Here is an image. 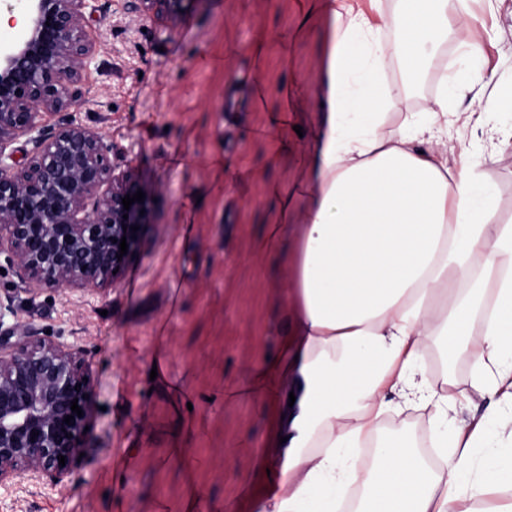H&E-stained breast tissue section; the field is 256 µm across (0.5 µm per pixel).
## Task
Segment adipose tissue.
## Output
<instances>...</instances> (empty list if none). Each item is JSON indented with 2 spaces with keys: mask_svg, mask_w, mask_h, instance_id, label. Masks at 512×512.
I'll use <instances>...</instances> for the list:
<instances>
[{
  "mask_svg": "<svg viewBox=\"0 0 512 512\" xmlns=\"http://www.w3.org/2000/svg\"><path fill=\"white\" fill-rule=\"evenodd\" d=\"M396 2L379 27L337 0L305 189L273 185L274 221L252 243L290 280L279 350L246 371L252 402L273 413L266 445L277 454L252 512H305L316 496L336 512L356 488V512H512V464L473 458L512 447V225L494 223L499 201L478 166L448 165L447 91L386 129L449 35L477 59L482 18L466 6L449 17L447 0ZM392 66L401 78L389 84ZM471 83L472 111L512 110V82L476 68ZM433 349L469 362L470 392L430 383ZM476 397L489 399L485 413L459 419ZM402 405L451 424L441 466L384 432ZM375 445L364 470L360 451Z\"/></svg>",
  "mask_w": 512,
  "mask_h": 512,
  "instance_id": "1",
  "label": "adipose tissue"
}]
</instances>
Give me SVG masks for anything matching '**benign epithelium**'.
Instances as JSON below:
<instances>
[{
  "label": "benign epithelium",
  "mask_w": 512,
  "mask_h": 512,
  "mask_svg": "<svg viewBox=\"0 0 512 512\" xmlns=\"http://www.w3.org/2000/svg\"><path fill=\"white\" fill-rule=\"evenodd\" d=\"M21 2L22 35L0 43V158L20 137L33 148L20 165L0 162V256L29 292L102 291L119 279L154 223V188L133 167L113 166L112 144L67 112L82 97L99 38L86 21L87 0ZM193 2L130 0V8L168 26ZM139 189L144 201L124 210L122 198ZM123 237L128 251L119 259ZM6 334L16 340H0V497L13 494L22 475L51 489L62 483L87 448L84 429L96 413L82 348L32 326ZM75 399L83 416L68 425Z\"/></svg>",
  "instance_id": "benign-epithelium-1"
}]
</instances>
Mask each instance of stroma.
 Wrapping results in <instances>:
<instances>
[{
	"mask_svg": "<svg viewBox=\"0 0 512 512\" xmlns=\"http://www.w3.org/2000/svg\"><path fill=\"white\" fill-rule=\"evenodd\" d=\"M468 6L484 20L475 36L485 74L512 81V0ZM86 16L101 36L71 111L111 143L114 162H130L156 187L155 222L100 293L31 294L13 270L0 273V294L15 297V323L85 350L98 407L71 475L52 490L21 478L7 512H182L192 487L248 512L250 496L266 489L268 418L234 392L247 363L277 353L288 286L251 243L272 214L268 182L295 181L307 150L292 131L293 150L275 156L268 110L286 84L303 93L293 124L315 122L328 17L313 14L285 53L277 34L294 24V0H197L173 26L131 13L126 0H89ZM261 37L259 60L252 46ZM470 68L448 39L397 111H424L444 79L466 82ZM471 152L497 194V223L512 224V148L496 152L484 140ZM160 345L166 382L155 385ZM187 427L185 446L198 460L191 470L172 451Z\"/></svg>",
	"mask_w": 512,
	"mask_h": 512,
	"instance_id": "stroma-1",
	"label": "stroma"
}]
</instances>
